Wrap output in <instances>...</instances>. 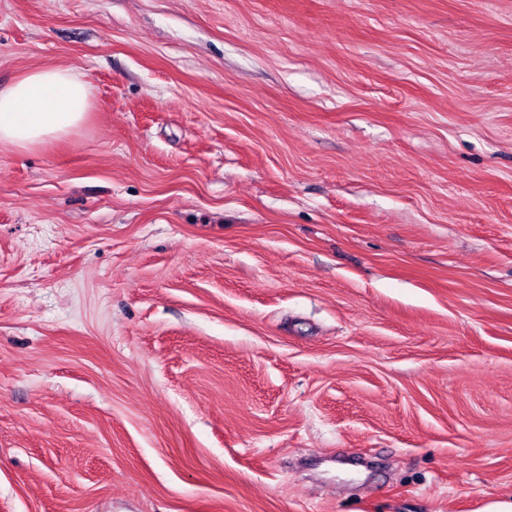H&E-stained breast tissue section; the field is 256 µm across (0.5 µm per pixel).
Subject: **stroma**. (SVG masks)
Listing matches in <instances>:
<instances>
[{
  "mask_svg": "<svg viewBox=\"0 0 512 512\" xmlns=\"http://www.w3.org/2000/svg\"><path fill=\"white\" fill-rule=\"evenodd\" d=\"M0 512L512 497V0H0ZM92 107L83 73L32 69L0 89V145L28 149L78 128Z\"/></svg>",
  "mask_w": 512,
  "mask_h": 512,
  "instance_id": "35a3bbf8",
  "label": "stroma"
}]
</instances>
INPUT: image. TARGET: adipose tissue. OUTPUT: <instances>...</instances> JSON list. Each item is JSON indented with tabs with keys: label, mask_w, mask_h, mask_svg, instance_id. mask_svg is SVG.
<instances>
[{
	"label": "adipose tissue",
	"mask_w": 512,
	"mask_h": 512,
	"mask_svg": "<svg viewBox=\"0 0 512 512\" xmlns=\"http://www.w3.org/2000/svg\"><path fill=\"white\" fill-rule=\"evenodd\" d=\"M92 107L83 73L43 67L0 89V145L28 149L78 128Z\"/></svg>",
	"instance_id": "ef3b65f1"
}]
</instances>
